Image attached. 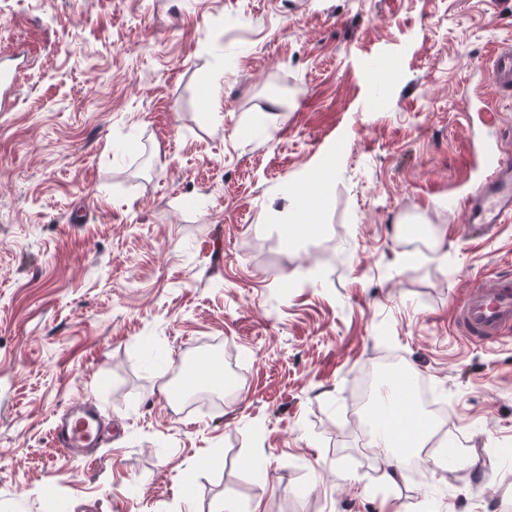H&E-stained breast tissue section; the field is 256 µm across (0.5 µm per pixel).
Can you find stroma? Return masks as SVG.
Masks as SVG:
<instances>
[{
    "label": "stroma",
    "mask_w": 512,
    "mask_h": 512,
    "mask_svg": "<svg viewBox=\"0 0 512 512\" xmlns=\"http://www.w3.org/2000/svg\"><path fill=\"white\" fill-rule=\"evenodd\" d=\"M509 40L512 0H0V512H512V341L455 325L512 273L455 202ZM190 350L223 404L175 400ZM390 356L448 404L394 482L350 413ZM79 417L90 419L79 420ZM91 420L95 423V430L91 436ZM100 428L95 408L87 403H79L71 408L69 414L62 421L55 441L62 448L72 452L94 446L100 437Z\"/></svg>",
    "instance_id": "stroma-1"
}]
</instances>
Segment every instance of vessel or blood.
Masks as SVG:
<instances>
[{
  "instance_id": "b4317fda",
  "label": "vessel or blood",
  "mask_w": 512,
  "mask_h": 512,
  "mask_svg": "<svg viewBox=\"0 0 512 512\" xmlns=\"http://www.w3.org/2000/svg\"><path fill=\"white\" fill-rule=\"evenodd\" d=\"M492 79L501 97L512 96V47L496 55ZM472 167L478 172L464 200L465 221L494 226L512 220V155L484 145L473 150ZM456 327L468 339L496 342L512 332V277L501 275L472 283L457 307ZM95 408L87 403L72 407L62 421L56 442L70 451L94 446L98 438L91 433Z\"/></svg>"
}]
</instances>
